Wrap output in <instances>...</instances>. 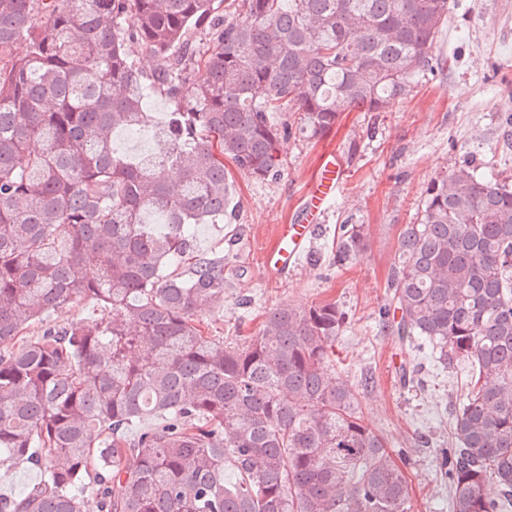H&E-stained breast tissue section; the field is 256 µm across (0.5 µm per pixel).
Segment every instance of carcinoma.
<instances>
[{
	"label": "carcinoma",
	"instance_id": "cac0c4a2",
	"mask_svg": "<svg viewBox=\"0 0 512 512\" xmlns=\"http://www.w3.org/2000/svg\"><path fill=\"white\" fill-rule=\"evenodd\" d=\"M450 10L0 0V466L42 473L0 512H84L87 479L99 512H410L404 468L359 416L362 387L331 368L345 313L283 305L254 336H212L196 310L224 301V257L193 241L227 212L224 158L274 176L292 129L321 137L344 112L386 111L433 68ZM151 95L172 104L157 125ZM136 128L161 150L119 154L113 135ZM367 246L364 225H342L336 265ZM388 288L383 317L472 367L439 462L450 512H508L512 186L467 164L431 180ZM86 298L106 316L48 324ZM35 321L41 335L23 336Z\"/></svg>",
	"mask_w": 512,
	"mask_h": 512
}]
</instances>
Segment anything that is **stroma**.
<instances>
[{"mask_svg":"<svg viewBox=\"0 0 512 512\" xmlns=\"http://www.w3.org/2000/svg\"><path fill=\"white\" fill-rule=\"evenodd\" d=\"M436 52L442 68L420 74L405 99L384 112H347L322 139L284 140L277 175L258 179L227 164L231 214L195 227L199 253L224 259V302L198 310L216 336H251L280 305L333 302L346 314L334 367L352 384L372 377L365 424L389 451H406L411 512H449L436 459L448 445L454 406L467 392V362L440 364L425 345L398 336L379 318L399 233L415 223L428 183L464 161L512 183V0H452ZM344 179L308 252L288 274L271 277L264 256L279 225L291 224L326 154ZM364 225L367 250L336 266L339 225ZM400 356L404 370L394 368Z\"/></svg>","mask_w":512,"mask_h":512,"instance_id":"obj_1","label":"stroma"}]
</instances>
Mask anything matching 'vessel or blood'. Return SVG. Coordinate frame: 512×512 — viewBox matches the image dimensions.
Returning a JSON list of instances; mask_svg holds the SVG:
<instances>
[{
  "label": "vessel or blood",
  "mask_w": 512,
  "mask_h": 512,
  "mask_svg": "<svg viewBox=\"0 0 512 512\" xmlns=\"http://www.w3.org/2000/svg\"><path fill=\"white\" fill-rule=\"evenodd\" d=\"M342 178V167L335 156L326 157L322 170L310 187L306 207L298 223L280 225L274 248L265 261L276 273L284 274L295 267L306 251L315 226L314 222L336 199Z\"/></svg>",
  "instance_id": "obj_1"
}]
</instances>
